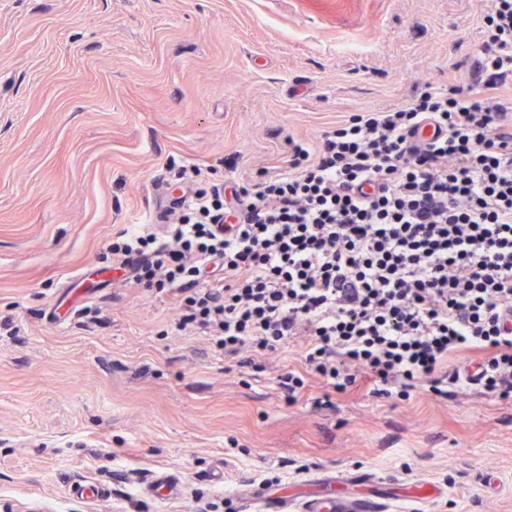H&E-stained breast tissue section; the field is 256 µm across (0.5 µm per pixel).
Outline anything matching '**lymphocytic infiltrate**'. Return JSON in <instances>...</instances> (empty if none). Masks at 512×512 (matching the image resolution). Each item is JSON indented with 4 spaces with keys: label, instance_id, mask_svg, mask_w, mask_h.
Masks as SVG:
<instances>
[{
    "label": "lymphocytic infiltrate",
    "instance_id": "obj_1",
    "mask_svg": "<svg viewBox=\"0 0 512 512\" xmlns=\"http://www.w3.org/2000/svg\"><path fill=\"white\" fill-rule=\"evenodd\" d=\"M481 21L467 79L291 142L250 187L182 194L162 233L120 231L117 283L176 296V330L243 366L300 340L277 378L292 403L313 379L511 403L512 108L494 91L512 81V0Z\"/></svg>",
    "mask_w": 512,
    "mask_h": 512
}]
</instances>
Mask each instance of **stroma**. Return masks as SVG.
<instances>
[{
	"instance_id": "35a3bbf8",
	"label": "stroma",
	"mask_w": 512,
	"mask_h": 512,
	"mask_svg": "<svg viewBox=\"0 0 512 512\" xmlns=\"http://www.w3.org/2000/svg\"><path fill=\"white\" fill-rule=\"evenodd\" d=\"M480 5L0 0V512H303L298 487L512 512V403H288L297 347L257 371L175 335V298L113 285L109 250L182 168L248 185L289 139L447 87Z\"/></svg>"
}]
</instances>
